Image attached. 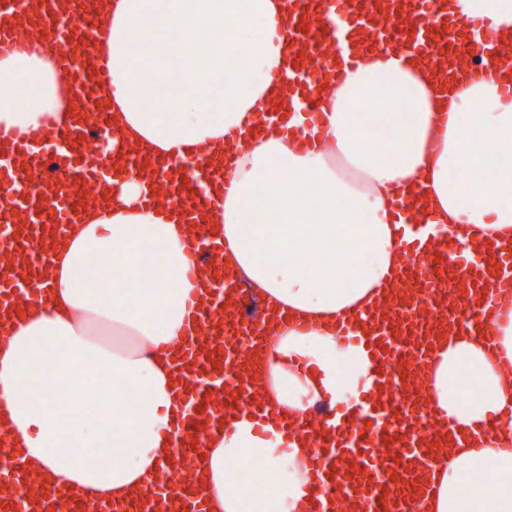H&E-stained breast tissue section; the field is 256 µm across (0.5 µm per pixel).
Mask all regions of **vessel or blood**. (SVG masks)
<instances>
[{
	"instance_id": "b4317fda",
	"label": "vessel or blood",
	"mask_w": 512,
	"mask_h": 512,
	"mask_svg": "<svg viewBox=\"0 0 512 512\" xmlns=\"http://www.w3.org/2000/svg\"><path fill=\"white\" fill-rule=\"evenodd\" d=\"M104 0H0V55L19 48V29L47 34L65 59L63 81L74 118L47 119L16 135L0 126V342L14 317L51 305L48 271L55 249L96 188L114 170L146 187L143 204L181 212L189 228V278L197 285L186 303L188 336L170 345L174 372L186 400L171 436L179 471H196L209 437L237 417L252 418L262 432L290 440L307 437L322 483L308 491L307 512H424L423 490L452 433L438 428L420 394L432 348L445 336L490 333L512 311V244L479 238L468 224L438 233L420 211L422 191L393 204L402 218L405 261L385 305L336 319L346 346L367 350L370 370L354 410L305 421L281 420L256 387L246 364L284 324L272 308L251 310L239 277L224 266V240L207 216L216 206L212 187L231 183L230 154H206L193 168L179 167L127 149L110 157L88 149L89 129L109 122L102 106L107 60L98 53ZM290 17L288 69L274 74L287 102L264 108L258 120L278 128L298 112L301 126L287 128L298 148L315 147L324 114L319 87L328 71L355 68L379 50H411L448 80L474 64L505 73L502 94L512 99V38L491 37L489 21L469 20V42L448 25L451 0H281ZM26 184L25 195L8 188ZM0 512H86L82 496L64 480L32 485L22 448L0 429ZM95 512H210L200 485L171 487L169 473L124 502L102 500Z\"/></svg>"
}]
</instances>
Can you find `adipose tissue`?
Segmentation results:
<instances>
[{
  "label": "adipose tissue",
  "mask_w": 512,
  "mask_h": 512,
  "mask_svg": "<svg viewBox=\"0 0 512 512\" xmlns=\"http://www.w3.org/2000/svg\"><path fill=\"white\" fill-rule=\"evenodd\" d=\"M100 44L108 60L111 121L127 141L191 161L225 133L251 128L280 90L288 20L279 0H109ZM196 42L175 55L170 35ZM436 87L414 53L385 51L347 72L323 107L322 147L306 152L269 132L239 152L233 186L214 215L226 266L261 299L307 329L286 330L269 359L272 396L289 417L344 401L368 366L329 330L345 309L384 295L402 262L391 202L402 187L430 189V221L512 236V100L493 76L468 72ZM66 122L47 57L0 58V125ZM496 159L491 182L470 173ZM109 206L85 212L54 257V306L26 315L0 346V418L38 474L84 496L120 500L167 461L171 415L183 402L164 352L184 331L189 259L175 212L140 204L142 185L115 179ZM97 265H89V256ZM316 257L308 267V257ZM504 360H487L488 345ZM298 357L315 374L293 370ZM479 376L469 400L460 375ZM512 317L492 337L454 336L436 354L429 405L456 432L477 433L512 413ZM76 383L71 415L56 413L55 384ZM305 440L284 442L238 419L203 456L212 512H302L315 478ZM261 464L263 489L248 485ZM425 512H512V449L497 440L449 449L433 467Z\"/></svg>",
  "instance_id": "adipose-tissue-1"
}]
</instances>
